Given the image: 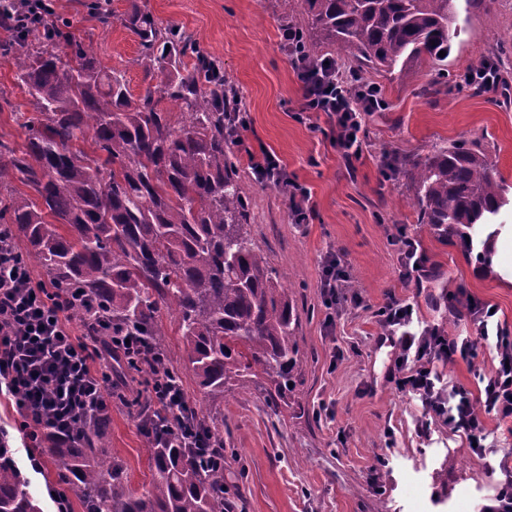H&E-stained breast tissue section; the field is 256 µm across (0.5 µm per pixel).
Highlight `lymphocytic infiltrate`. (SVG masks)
<instances>
[{"label": "lymphocytic infiltrate", "instance_id": "lymphocytic-infiltrate-1", "mask_svg": "<svg viewBox=\"0 0 512 512\" xmlns=\"http://www.w3.org/2000/svg\"><path fill=\"white\" fill-rule=\"evenodd\" d=\"M288 53L299 65L303 83L302 109L325 113L332 121L336 148L344 156L362 151L366 137L365 115L384 103L378 88L353 73H344L337 59L305 64L297 29L281 34ZM259 180L286 185L298 220H306L310 195L288 176L275 155L263 154L254 161ZM0 225V396L7 398L24 418L25 438L37 440L38 424L48 423L55 445L67 447L73 426L94 410H111L118 386L116 362L131 364L142 357L138 337L112 332L108 345L97 337L75 335L71 328L73 308L67 297L34 278L22 261L12 239ZM414 308L390 299L382 312V324L395 349L393 379L399 391L420 401L426 414L443 418L452 432L463 433L475 455L485 445L482 415L512 418V342L503 330L494 329L489 305L467 300L461 312L476 327V337L448 336L427 326L412 330ZM494 340L498 364L486 375L479 396L461 387H440L435 363H447L472 354L477 341ZM166 367L153 364L145 400L161 408L160 431L178 435L184 447L208 448L206 433L195 417L184 416L191 401L185 390L167 381Z\"/></svg>", "mask_w": 512, "mask_h": 512}]
</instances>
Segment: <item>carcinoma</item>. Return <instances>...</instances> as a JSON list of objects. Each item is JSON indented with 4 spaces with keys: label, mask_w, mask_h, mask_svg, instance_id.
<instances>
[{
    "label": "carcinoma",
    "mask_w": 512,
    "mask_h": 512,
    "mask_svg": "<svg viewBox=\"0 0 512 512\" xmlns=\"http://www.w3.org/2000/svg\"><path fill=\"white\" fill-rule=\"evenodd\" d=\"M453 0H305L300 20L308 63L337 54L359 67L416 75L413 63L448 65L460 29ZM102 27L120 21L139 46L144 94L132 100L125 72L101 66L92 47L46 22L13 28L16 78L31 115L20 113L25 148L0 141V191L14 178L38 201L6 193L0 220L26 242L53 288H77L81 319L141 337L168 357L163 316L174 318L183 360L196 377L201 426L224 447V388L231 377L263 378L282 399L299 367L295 307L249 232L250 207L224 110L237 104L222 63L182 30L158 24L131 0L120 17L90 5ZM192 71L183 74L184 57ZM169 102L182 121L162 107ZM418 221L470 255L474 238L506 205L504 179L484 149L437 146L404 170ZM110 416L90 413L69 448L41 453L61 463L58 482L84 512H227L224 468L202 462L172 434L141 429L152 478L137 493L104 447ZM0 512H40L14 458L0 447Z\"/></svg>",
    "instance_id": "obj_1"
}]
</instances>
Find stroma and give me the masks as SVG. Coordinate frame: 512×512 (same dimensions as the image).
<instances>
[{
    "label": "stroma",
    "instance_id": "1",
    "mask_svg": "<svg viewBox=\"0 0 512 512\" xmlns=\"http://www.w3.org/2000/svg\"><path fill=\"white\" fill-rule=\"evenodd\" d=\"M91 2L55 0V19L91 44L102 66L125 71L131 97H139L145 83L137 42L120 23L98 27ZM146 4L159 21L185 28L235 84L248 124L239 126L228 112L224 130L239 141L234 151L251 201V235L288 286L299 317L301 374L284 402L269 404L262 380H233L225 387L227 501L244 512H478L495 493L501 460L512 455V421L484 416L496 448L482 458L441 419L429 420V437H419L416 425L426 417L420 402L391 381L392 347L383 338L381 312L396 297L412 303L423 324L472 337L473 323L454 312L464 293L493 306L496 321L512 336V247L493 251L489 268H479L457 242L441 241L418 223L405 178L386 162L419 158L437 145L481 143L511 202L499 220L512 225V96L477 92L459 81L465 69L504 48L512 0H483L478 7L454 0L462 33L452 43L447 77L426 62L417 64L411 83L363 69L362 79L379 86L385 107L367 116L362 152L349 158L333 145L327 115L302 111L299 72L281 42L288 17L302 12L303 0ZM7 42L0 34V91L9 99L0 106V138L19 146L25 133L16 115L25 111L27 94L15 79ZM265 152L309 192L307 221L298 220L284 191L256 179L248 158ZM401 235L416 240L425 255L423 274L408 280L400 276L393 244ZM333 256L340 257L349 285L332 309L323 271ZM495 361L494 348L480 345L474 356L436 369L442 382L475 394L480 374ZM0 424L11 432L15 458L41 512H56L47 485L57 478V461L33 468L17 415L4 401ZM108 446L131 488L148 487L135 407L113 404Z\"/></svg>",
    "mask_w": 512,
    "mask_h": 512
}]
</instances>
